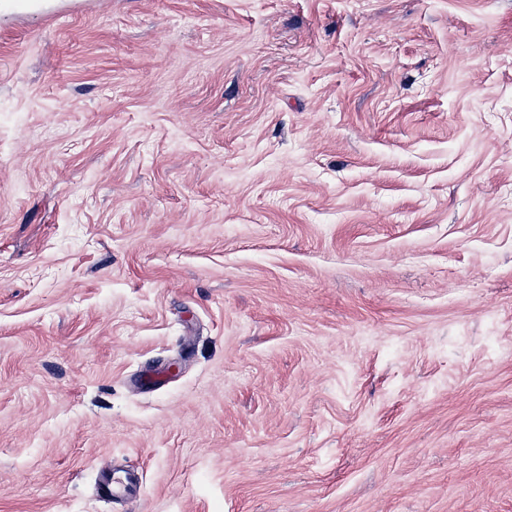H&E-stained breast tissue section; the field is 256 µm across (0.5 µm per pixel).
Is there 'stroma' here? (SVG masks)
Returning <instances> with one entry per match:
<instances>
[{
    "instance_id": "35a3bbf8",
    "label": "stroma",
    "mask_w": 512,
    "mask_h": 512,
    "mask_svg": "<svg viewBox=\"0 0 512 512\" xmlns=\"http://www.w3.org/2000/svg\"><path fill=\"white\" fill-rule=\"evenodd\" d=\"M0 512H512V0H0ZM138 472L124 471L118 474L111 471L109 474L100 473L96 482L97 494L104 500L123 499L133 495L136 484L135 474Z\"/></svg>"
}]
</instances>
